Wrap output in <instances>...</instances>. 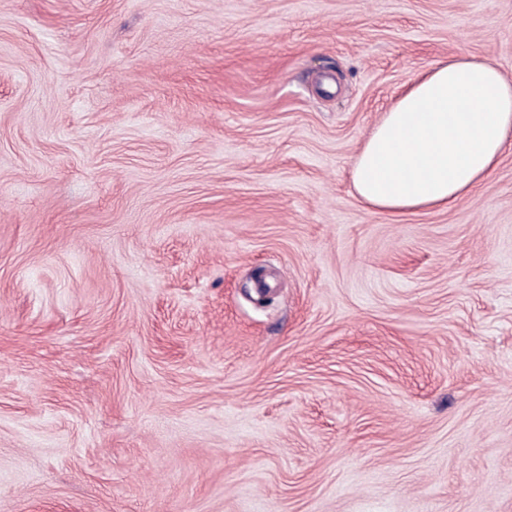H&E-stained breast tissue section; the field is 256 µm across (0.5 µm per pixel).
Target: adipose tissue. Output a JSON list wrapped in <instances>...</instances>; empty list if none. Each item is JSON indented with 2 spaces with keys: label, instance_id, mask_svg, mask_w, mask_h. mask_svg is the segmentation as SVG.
<instances>
[{
  "label": "adipose tissue",
  "instance_id": "adipose-tissue-1",
  "mask_svg": "<svg viewBox=\"0 0 512 512\" xmlns=\"http://www.w3.org/2000/svg\"><path fill=\"white\" fill-rule=\"evenodd\" d=\"M512 142V82L454 56L421 72L384 112L351 170L358 200L392 215L446 209L497 166Z\"/></svg>",
  "mask_w": 512,
  "mask_h": 512
}]
</instances>
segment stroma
<instances>
[{"instance_id": "obj_1", "label": "stroma", "mask_w": 512, "mask_h": 512, "mask_svg": "<svg viewBox=\"0 0 512 512\" xmlns=\"http://www.w3.org/2000/svg\"><path fill=\"white\" fill-rule=\"evenodd\" d=\"M451 56L512 0H0V512H512V146L351 185Z\"/></svg>"}]
</instances>
